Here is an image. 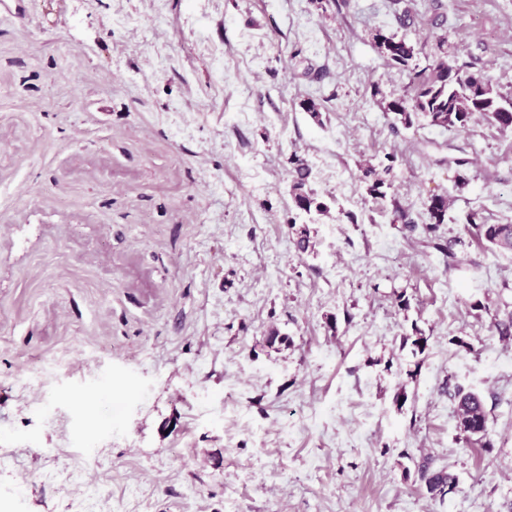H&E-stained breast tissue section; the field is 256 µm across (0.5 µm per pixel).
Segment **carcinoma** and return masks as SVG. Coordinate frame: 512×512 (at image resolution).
<instances>
[{
	"mask_svg": "<svg viewBox=\"0 0 512 512\" xmlns=\"http://www.w3.org/2000/svg\"><path fill=\"white\" fill-rule=\"evenodd\" d=\"M374 41L387 65L406 75L407 82L400 95L388 98L377 85L372 90V97L377 99L381 109L401 124L410 126L414 119L421 118L434 128L464 130L480 118L501 130L512 129V95L501 93L482 72L460 74L462 68L451 62L455 47L448 44L447 36L439 35L429 45L412 41L405 34L399 36L379 31L374 35ZM288 162L293 165L290 193L296 209L288 223L299 225L295 245L298 251L305 253L312 248L309 225L328 215L331 206L311 188V170L305 161L294 154ZM397 162V155L390 153L376 165L370 162L359 164V179L366 185L367 194L377 204L391 202L394 220L403 221L413 231L422 228L433 248L442 254L446 266H457L455 246L458 240L445 239L439 234L440 226L452 220L448 213L453 199L446 192L431 195L426 217L421 223H415L409 219L408 209L392 199L389 193L396 178ZM462 220L491 248L502 254H512L511 223H488L485 210L480 206L466 210ZM454 399L460 432L477 435L485 440V444H491L487 440L489 429L482 397L458 387ZM419 474L433 495L443 497L456 488V477L444 469L433 470L425 463L420 466Z\"/></svg>",
	"mask_w": 512,
	"mask_h": 512,
	"instance_id": "1",
	"label": "carcinoma"
}]
</instances>
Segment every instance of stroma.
Returning a JSON list of instances; mask_svg holds the SVG:
<instances>
[{"label":"stroma","mask_w":512,"mask_h":512,"mask_svg":"<svg viewBox=\"0 0 512 512\" xmlns=\"http://www.w3.org/2000/svg\"><path fill=\"white\" fill-rule=\"evenodd\" d=\"M21 3L0 14V512H512V255L459 221L512 223V131L383 113L372 85L405 79L373 36L401 5ZM416 3L411 39L447 34L512 94V0ZM293 153L337 206L310 253ZM388 153L418 222L469 160L440 229L459 268L367 195L358 164ZM458 386L492 447L460 434ZM419 474L421 480L425 482L428 492L433 495L444 497L456 488L457 479L454 475L443 469L432 470L428 463L420 466Z\"/></svg>","instance_id":"stroma-1"}]
</instances>
